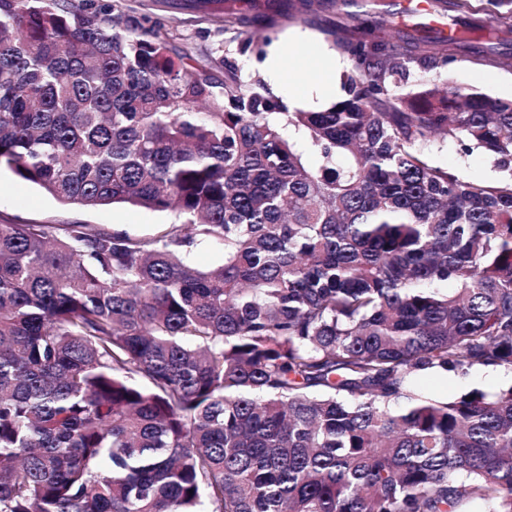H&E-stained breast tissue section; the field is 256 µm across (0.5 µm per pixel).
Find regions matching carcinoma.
I'll return each instance as SVG.
<instances>
[{"mask_svg":"<svg viewBox=\"0 0 512 512\" xmlns=\"http://www.w3.org/2000/svg\"><path fill=\"white\" fill-rule=\"evenodd\" d=\"M237 2L178 7L269 27L324 5ZM433 2L465 30L414 21L388 50L394 3L349 0L346 97L291 112L120 4L0 0V164L63 204L174 216L0 224V512H512V385H414L512 371V100L392 92L412 62L500 65L512 0ZM439 136L504 177L434 164ZM204 242L222 264H192ZM511 383L512 374L510 372L472 370L466 375L456 373L424 375L418 379L417 389L429 397L446 399L472 389L492 394Z\"/></svg>","mask_w":512,"mask_h":512,"instance_id":"carcinoma-1","label":"carcinoma"}]
</instances>
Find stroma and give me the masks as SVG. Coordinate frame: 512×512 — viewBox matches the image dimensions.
Wrapping results in <instances>:
<instances>
[{
	"label": "stroma",
	"mask_w": 512,
	"mask_h": 512,
	"mask_svg": "<svg viewBox=\"0 0 512 512\" xmlns=\"http://www.w3.org/2000/svg\"><path fill=\"white\" fill-rule=\"evenodd\" d=\"M128 14L149 16L161 22L172 44L195 60L211 64L223 72L225 62L238 67L243 82L261 78L267 80L272 93L283 100L289 109L319 110L333 103V96L323 94L313 84L310 68L325 53L333 54L342 63V73L352 72L351 57L337 49L328 30L341 21L339 11L326 7L307 20L295 19L261 31L237 25L220 30L213 17L180 12L154 6L152 0H125ZM266 40L267 44L289 42L291 57L285 64L284 83L272 82L266 60L257 54H240L239 45L247 37ZM441 84L447 81L476 89L503 99H512V46L508 47L500 66L495 68L474 65L461 60L451 69L423 71L411 66L407 82L401 91H409L420 80ZM430 157L440 166L459 170L464 175L482 181L500 179L501 173L491 160L481 153L464 154L458 142L436 140L430 147ZM83 222L102 227L122 226L129 234L146 236L160 224L171 223L172 217L131 206L85 209L59 203L36 185L20 180L5 167L0 168V224H67ZM512 384V374L504 371L473 370L467 374H427L419 378L417 388L423 394L446 399L478 389L491 394Z\"/></svg>",
	"instance_id": "obj_1"
}]
</instances>
